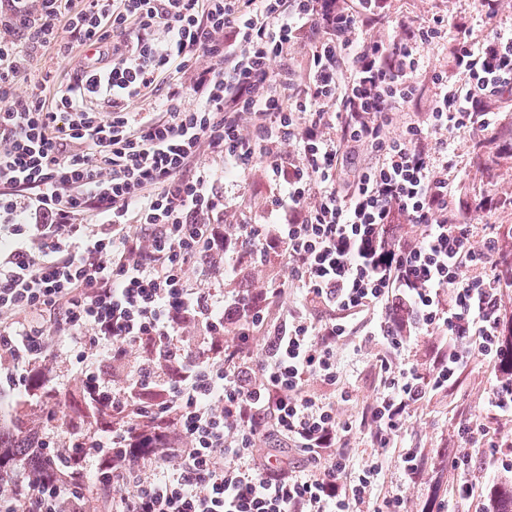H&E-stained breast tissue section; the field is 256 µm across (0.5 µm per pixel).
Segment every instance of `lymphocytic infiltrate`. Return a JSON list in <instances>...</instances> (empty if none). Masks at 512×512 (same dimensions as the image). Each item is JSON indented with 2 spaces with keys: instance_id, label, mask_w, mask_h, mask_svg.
Here are the masks:
<instances>
[{
  "instance_id": "lymphocytic-infiltrate-1",
  "label": "lymphocytic infiltrate",
  "mask_w": 512,
  "mask_h": 512,
  "mask_svg": "<svg viewBox=\"0 0 512 512\" xmlns=\"http://www.w3.org/2000/svg\"><path fill=\"white\" fill-rule=\"evenodd\" d=\"M386 3L0 0V393L41 402L61 336L84 390L112 410L110 433L41 435V448L84 456L81 480L0 481V512H84L81 483L101 481L108 512H408L380 456L357 466L352 450L392 451L415 478L425 459L402 442L412 412L504 353L512 263L481 234L482 210H457L445 134L496 125L484 104L512 95V37L475 48L459 36L467 80L440 81L419 121L406 111L418 49L448 21L364 37ZM155 28L163 42L145 39ZM299 42L302 84L288 65ZM80 46L94 59L75 79L16 96L42 53ZM359 146L369 161L342 183ZM254 165L276 186L270 221L224 232L214 184ZM404 224L418 234H398ZM255 248L295 286L281 313L275 289L210 281L215 267L239 275ZM428 336L430 363L408 361ZM363 337L380 348L382 387L343 419L336 348ZM103 357L121 379L100 377ZM456 433L457 480L437 512L476 497L470 448L512 474V433L477 415Z\"/></svg>"
}]
</instances>
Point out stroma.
<instances>
[{"label": "stroma", "mask_w": 512, "mask_h": 512, "mask_svg": "<svg viewBox=\"0 0 512 512\" xmlns=\"http://www.w3.org/2000/svg\"><path fill=\"white\" fill-rule=\"evenodd\" d=\"M388 18L369 24L364 29L371 38L405 37L409 30L425 25L433 15L448 18V38L439 44L421 48V71L417 91L407 105L416 118H423L433 106L439 92L431 80L432 73L443 72L449 81L461 82L465 76L455 69L450 47L458 29H466L473 43H480L498 30L512 33V0H501L493 22H486L478 13L474 0H388ZM499 112L501 123L481 133L456 131L448 136V149L454 152L458 165L448 175L460 204L472 209L485 198L493 205L487 215V224L512 225V99L501 98L492 103ZM273 186L263 169L249 170L241 182H218L219 205L214 213L215 223L233 231L235 225L259 221L272 199ZM211 280L217 287L230 290L272 288L281 281L276 265L252 262L245 275L225 281L223 270H214ZM377 349L372 342H364L361 350L338 349L337 355L345 366L353 389L351 401H337L341 417L357 415L370 403L380 389L381 376L375 367ZM493 372L483 362H474L447 392L438 394L429 407L413 413L404 443L424 451L429 464L413 480L402 479L391 453H384L388 487L397 489L408 503L410 512H427L434 496L446 495L456 474L448 466L461 443L454 431L458 417L469 414L484 416L491 432L512 431V420L488 415L486 397Z\"/></svg>", "instance_id": "stroma-1"}]
</instances>
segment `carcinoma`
<instances>
[{"instance_id":"obj_1","label":"carcinoma","mask_w":512,"mask_h":512,"mask_svg":"<svg viewBox=\"0 0 512 512\" xmlns=\"http://www.w3.org/2000/svg\"><path fill=\"white\" fill-rule=\"evenodd\" d=\"M78 405L96 422V431L112 428V413L102 409L93 398L82 396ZM24 409L14 406L0 408V480L21 481L38 472L42 474H81L85 462L77 455H57L47 452L44 460L32 456ZM488 510L486 512H512V478L496 480L485 487Z\"/></svg>"}]
</instances>
